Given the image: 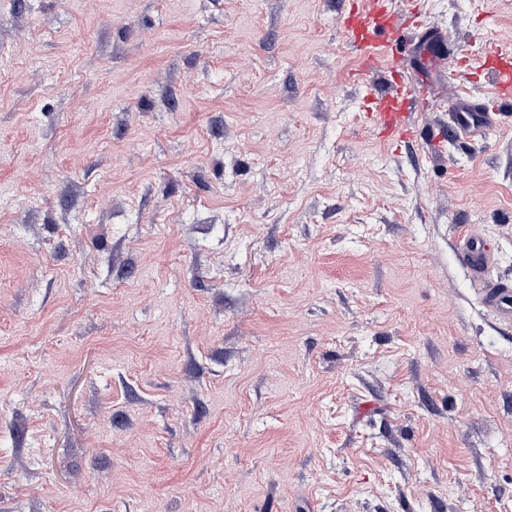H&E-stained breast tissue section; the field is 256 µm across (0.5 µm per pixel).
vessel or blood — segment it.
<instances>
[{"label": "vessel or blood", "mask_w": 512, "mask_h": 512, "mask_svg": "<svg viewBox=\"0 0 512 512\" xmlns=\"http://www.w3.org/2000/svg\"><path fill=\"white\" fill-rule=\"evenodd\" d=\"M402 18L395 13L388 0H372L361 12L351 16L343 26L347 43L361 61L363 69L376 68L385 58L401 52ZM486 70L499 102H512V54L493 45L486 46L479 58ZM415 97L411 79H403L386 91L369 90L366 95V118L389 140L406 139L416 131V122L410 110ZM458 138L469 139L483 134L501 120L500 113L486 110L482 104L458 98L452 108ZM458 259L469 275L484 281V303L487 309L502 321L512 322V281H487V251L483 243L468 234L458 244Z\"/></svg>", "instance_id": "b4317fda"}]
</instances>
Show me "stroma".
<instances>
[{
	"label": "stroma",
	"mask_w": 512,
	"mask_h": 512,
	"mask_svg": "<svg viewBox=\"0 0 512 512\" xmlns=\"http://www.w3.org/2000/svg\"><path fill=\"white\" fill-rule=\"evenodd\" d=\"M358 2L0 0V512H512V0H394L393 142ZM480 62L478 72L486 70L493 89V96L503 104L512 100V54L493 45L485 46L482 56L475 57ZM410 78H403L387 91L370 89L366 95V118L388 140L406 139L416 132L410 105L415 97ZM458 138L471 139L501 121L502 112H490L482 104L459 97L452 110ZM458 259L469 275L477 280H485L488 272L487 251L483 243L468 234L461 236L458 244ZM483 299L499 320L512 322V281L488 282Z\"/></svg>",
	"instance_id": "35a3bbf8"
}]
</instances>
